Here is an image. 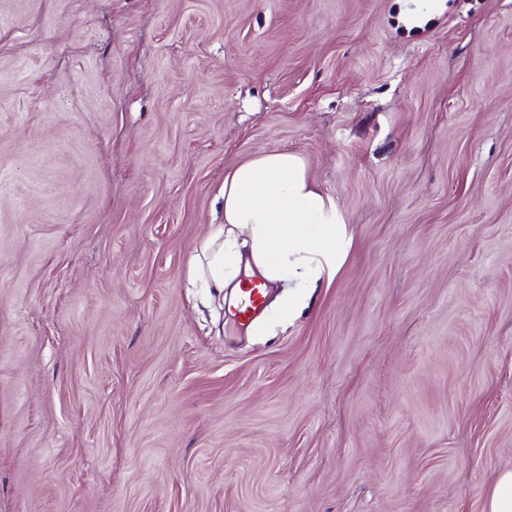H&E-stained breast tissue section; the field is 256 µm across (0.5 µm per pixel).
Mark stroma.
I'll use <instances>...</instances> for the list:
<instances>
[{
	"label": "stroma",
	"instance_id": "stroma-1",
	"mask_svg": "<svg viewBox=\"0 0 512 512\" xmlns=\"http://www.w3.org/2000/svg\"><path fill=\"white\" fill-rule=\"evenodd\" d=\"M288 151L352 247L195 286ZM512 470V0H0V512H483ZM310 296L307 293L290 290L278 298L284 319L292 321L308 305Z\"/></svg>",
	"mask_w": 512,
	"mask_h": 512
}]
</instances>
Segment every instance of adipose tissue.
Instances as JSON below:
<instances>
[{"mask_svg": "<svg viewBox=\"0 0 512 512\" xmlns=\"http://www.w3.org/2000/svg\"><path fill=\"white\" fill-rule=\"evenodd\" d=\"M220 195L222 219L193 260L208 287L236 296L255 275L266 288L293 278L314 288L343 265L351 247L344 219L300 155L257 154L225 175Z\"/></svg>", "mask_w": 512, "mask_h": 512, "instance_id": "ef3b65f1", "label": "adipose tissue"}]
</instances>
